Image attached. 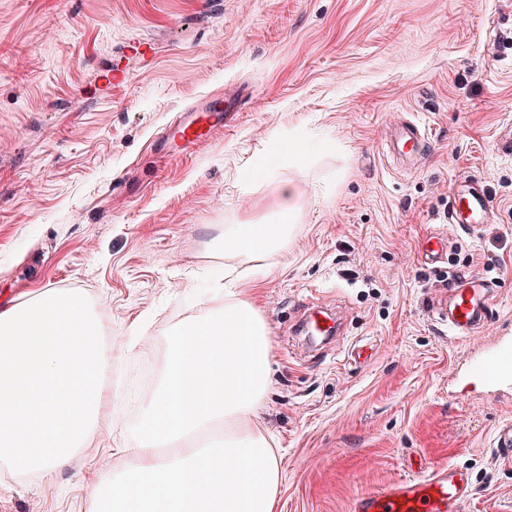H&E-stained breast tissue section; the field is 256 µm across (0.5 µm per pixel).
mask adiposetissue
Listing matches in <instances>:
<instances>
[{"instance_id":"obj_1","label":"adipose tissue","mask_w":512,"mask_h":512,"mask_svg":"<svg viewBox=\"0 0 512 512\" xmlns=\"http://www.w3.org/2000/svg\"><path fill=\"white\" fill-rule=\"evenodd\" d=\"M299 216L297 196L291 188H284L280 215L270 224H228L224 227V254H259L283 237V227L296 223Z\"/></svg>"}]
</instances>
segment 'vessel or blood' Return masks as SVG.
<instances>
[{
    "label": "vessel or blood",
    "instance_id": "b4317fda",
    "mask_svg": "<svg viewBox=\"0 0 512 512\" xmlns=\"http://www.w3.org/2000/svg\"><path fill=\"white\" fill-rule=\"evenodd\" d=\"M238 103L235 95L206 98L202 105L170 122L158 140L160 149L170 159H178L188 148L205 143L216 129L229 125ZM386 145L390 157L410 161L427 152L429 133L421 123L405 120L391 129ZM445 217L447 231L425 236L419 249L422 262L439 261L447 253L449 234L460 233L470 238L494 222L496 214L484 182L466 178L455 183L448 193ZM498 294L495 282L468 276L432 304L434 319L452 336L469 339L488 333V341L478 345L463 375L493 393L512 390V337L490 333L499 319ZM298 331L306 336L341 334L332 309L318 305L310 309ZM470 495L467 472L451 464L359 493L352 498L349 512H462Z\"/></svg>",
    "mask_w": 512,
    "mask_h": 512
}]
</instances>
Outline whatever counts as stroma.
<instances>
[{
	"mask_svg": "<svg viewBox=\"0 0 512 512\" xmlns=\"http://www.w3.org/2000/svg\"><path fill=\"white\" fill-rule=\"evenodd\" d=\"M135 40L152 44L149 66ZM116 67L127 81L105 85ZM236 82L249 89L232 126L177 160L156 151L177 112ZM403 118L431 146L400 168L385 136ZM511 123L512 0H0V305L79 289L106 308L109 355L140 334L165 349L239 292L269 331L260 419L277 512H348L356 493L450 464L473 477L464 512H512V464L492 446L512 391L452 385L474 343L429 313L467 261H490L512 330V156L495 146ZM467 177L486 183L496 222L422 263ZM288 185L301 212L285 241L225 262V225L274 220ZM314 302L346 313L341 350L292 333ZM139 361L113 366L93 440L54 480L0 496V512H88L96 462L132 441Z\"/></svg>",
	"mask_w": 512,
	"mask_h": 512,
	"instance_id": "35a3bbf8",
	"label": "stroma"
}]
</instances>
